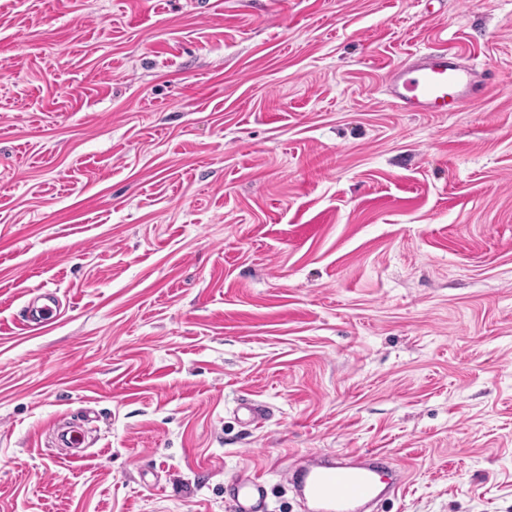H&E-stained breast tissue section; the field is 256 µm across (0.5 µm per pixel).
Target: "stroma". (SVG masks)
I'll return each mask as SVG.
<instances>
[{
  "mask_svg": "<svg viewBox=\"0 0 512 512\" xmlns=\"http://www.w3.org/2000/svg\"><path fill=\"white\" fill-rule=\"evenodd\" d=\"M442 39L483 90L401 111ZM350 449L512 512V0H0V512H299ZM60 318L61 305L56 292L45 290L25 303L19 324L26 332H43L53 327ZM268 483L256 474H240L231 483L230 512H267Z\"/></svg>",
  "mask_w": 512,
  "mask_h": 512,
  "instance_id": "1",
  "label": "stroma"
}]
</instances>
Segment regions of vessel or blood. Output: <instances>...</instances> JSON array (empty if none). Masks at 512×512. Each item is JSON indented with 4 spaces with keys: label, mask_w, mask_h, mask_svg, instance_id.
Masks as SVG:
<instances>
[{
    "label": "vessel or blood",
    "mask_w": 512,
    "mask_h": 512,
    "mask_svg": "<svg viewBox=\"0 0 512 512\" xmlns=\"http://www.w3.org/2000/svg\"><path fill=\"white\" fill-rule=\"evenodd\" d=\"M462 49L438 44L409 55L393 68L386 91L405 112H454L477 86L472 71L463 66ZM61 317L55 292L46 290L22 309L20 327L43 332ZM288 483L307 512H366L389 492H399L404 479L384 455L348 451L304 454L288 469ZM268 484L256 474H241L232 483L229 512H268Z\"/></svg>",
    "instance_id": "b4317fda"
}]
</instances>
